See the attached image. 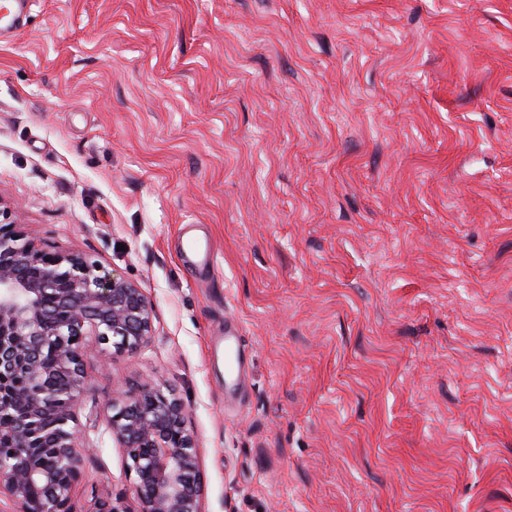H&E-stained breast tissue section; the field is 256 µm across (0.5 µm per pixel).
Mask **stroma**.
Wrapping results in <instances>:
<instances>
[{"mask_svg":"<svg viewBox=\"0 0 512 512\" xmlns=\"http://www.w3.org/2000/svg\"><path fill=\"white\" fill-rule=\"evenodd\" d=\"M0 205L154 307L85 358L76 512H136L109 417L147 381L204 512H512V0H37Z\"/></svg>","mask_w":512,"mask_h":512,"instance_id":"35a3bbf8","label":"stroma"}]
</instances>
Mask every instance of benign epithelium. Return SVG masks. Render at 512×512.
<instances>
[{
	"mask_svg": "<svg viewBox=\"0 0 512 512\" xmlns=\"http://www.w3.org/2000/svg\"><path fill=\"white\" fill-rule=\"evenodd\" d=\"M154 310L142 289L89 257L48 247L0 208V391L15 412L0 409V495L17 512H75L72 477L81 465L74 419L93 345L136 353L151 336ZM56 356L52 368L44 355ZM185 407L149 384L112 403V437L136 475L135 512H202L203 483ZM39 448L37 461L29 449ZM91 512H127L110 496Z\"/></svg>",
	"mask_w": 512,
	"mask_h": 512,
	"instance_id": "benign-epithelium-1",
	"label": "benign epithelium"
}]
</instances>
